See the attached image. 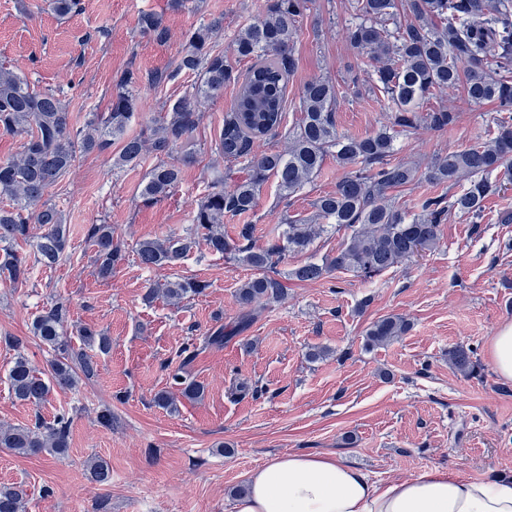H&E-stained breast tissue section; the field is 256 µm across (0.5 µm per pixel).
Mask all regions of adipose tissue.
<instances>
[{"mask_svg": "<svg viewBox=\"0 0 512 512\" xmlns=\"http://www.w3.org/2000/svg\"><path fill=\"white\" fill-rule=\"evenodd\" d=\"M235 512H512V478L433 468L381 484L333 456L291 453L249 474Z\"/></svg>", "mask_w": 512, "mask_h": 512, "instance_id": "obj_1", "label": "adipose tissue"}]
</instances>
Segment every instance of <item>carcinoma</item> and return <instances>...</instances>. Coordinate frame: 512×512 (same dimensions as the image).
<instances>
[{
    "mask_svg": "<svg viewBox=\"0 0 512 512\" xmlns=\"http://www.w3.org/2000/svg\"><path fill=\"white\" fill-rule=\"evenodd\" d=\"M311 0H266L262 20L241 28L231 52L249 66L236 71L214 39L224 18H214L189 33L175 66L145 72L126 70L114 83L110 111L93 113L85 125L75 126L65 102V89L38 91L15 66L0 63V130L23 139L21 151L0 162V196L11 205L0 208V277L13 287L28 283L36 266L53 268L69 255L67 225L48 194L75 165L90 153H108L112 170L139 165L148 153L156 163L147 172L140 198L155 204L172 192L181 167L175 154L196 130L197 104L235 83L238 91L224 116L216 146L229 163L243 162L247 177L231 186L224 175L207 179L205 192L194 206L193 223L182 235L138 241L133 252L145 268L175 267L198 243L238 265L259 271L236 291L244 309L266 306L284 298L281 281L270 275L288 262V256L304 253L325 231L322 224L290 217L288 224L262 247L252 244L253 226L242 224L238 236L224 234V218L249 213L259 190L269 178L286 196L300 191L321 174L327 158L344 169L335 190L314 202L317 216L336 231L347 232L332 256L322 262L306 261L287 271L299 282H316L333 273L351 274L363 280L395 268L416 253L431 250L440 237V226L449 215L464 216L477 224L484 200L502 185L491 175L508 168L512 159V0H351L345 38L351 46L376 62L369 76V90L391 112V122L364 138L339 133L336 127V84L328 78L307 82L298 97L301 118L288 130L282 151L256 153L255 142L279 135L288 96V79L295 68L294 38L300 18ZM59 17L82 10L80 0H50ZM140 33L160 44L168 43L169 27L163 16L145 12L139 18ZM193 73L191 91L164 110L161 119L135 136L128 124L139 109L140 84L157 90L180 73ZM463 83L469 100L495 105L493 131L478 146L432 159L427 178L463 189L448 198L424 200L410 214L394 191L419 180V166L393 158L396 138L419 128L443 131L456 125L458 114L446 106L423 109L433 92ZM117 144V151L112 145ZM86 240L95 253L96 275L112 277L125 257V246L114 238L112 225L90 224ZM208 284L196 278H178L150 288L145 300L161 294L181 301L202 294ZM70 322L67 303L57 301L32 323V334L51 353L48 375H39L30 360L17 353L8 369L13 397L38 404L50 388L74 389L97 373V362L84 348L63 339ZM251 315L226 329L208 333L203 345L222 347L224 341L245 331ZM409 323L388 316L366 329V345H388L404 335ZM83 344L101 353L111 349V339L89 325L78 327ZM182 397L199 398L204 387L182 374L172 377ZM71 420L65 414L53 422L32 426H1L0 448L17 455L40 453L62 457L69 446ZM24 492L0 486V512H23Z\"/></svg>",
    "mask_w": 512,
    "mask_h": 512,
    "instance_id": "obj_1",
    "label": "carcinoma"
}]
</instances>
